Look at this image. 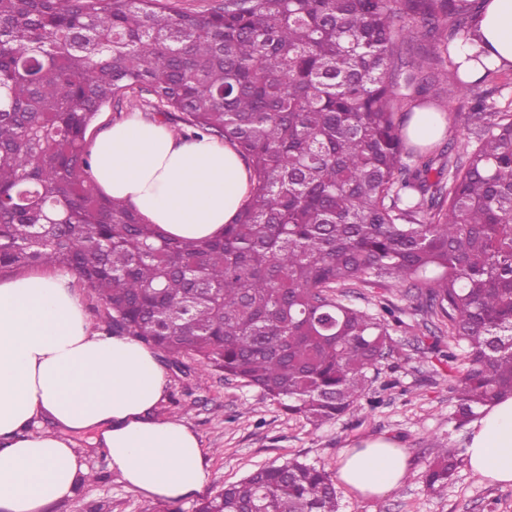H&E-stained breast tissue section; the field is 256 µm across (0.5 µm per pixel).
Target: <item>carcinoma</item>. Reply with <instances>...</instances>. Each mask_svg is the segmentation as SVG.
Here are the masks:
<instances>
[{
	"label": "carcinoma",
	"instance_id": "obj_1",
	"mask_svg": "<svg viewBox=\"0 0 512 512\" xmlns=\"http://www.w3.org/2000/svg\"><path fill=\"white\" fill-rule=\"evenodd\" d=\"M477 15L476 0H0V275L68 273L99 330L176 368L190 354L313 425L362 409L393 352L399 308L350 294L404 287L454 342L437 354L457 419L476 418L512 396V101L483 88L503 68L459 60ZM397 40L434 50L405 61ZM403 65L475 95L459 150L410 142ZM129 91L252 170L220 234L169 238L94 184L87 130ZM432 454L439 494L459 460ZM197 512H338L336 483L289 459Z\"/></svg>",
	"mask_w": 512,
	"mask_h": 512
}]
</instances>
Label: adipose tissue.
<instances>
[{"label":"adipose tissue","mask_w":512,"mask_h":512,"mask_svg":"<svg viewBox=\"0 0 512 512\" xmlns=\"http://www.w3.org/2000/svg\"><path fill=\"white\" fill-rule=\"evenodd\" d=\"M465 51L512 66V0H482ZM91 153L99 188L174 238L217 235L249 195L231 144L188 142L138 116L99 134ZM166 385L144 344L91 331L67 277L0 280V512H43L74 496L88 471L69 437L90 429L130 488L167 498L200 491L207 450L187 425L158 416ZM464 454L475 475L512 486V398L474 421ZM408 468L404 449L380 438L345 449L337 476L374 498L399 487Z\"/></svg>","instance_id":"obj_1"}]
</instances>
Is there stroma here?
<instances>
[{
    "mask_svg": "<svg viewBox=\"0 0 512 512\" xmlns=\"http://www.w3.org/2000/svg\"><path fill=\"white\" fill-rule=\"evenodd\" d=\"M380 299L398 305L402 314L391 333L394 351L383 360L380 377L367 394L370 407L314 426L292 418L259 390L188 356L181 369L166 368L168 388L159 413L185 422L209 448L202 493L158 498L131 489L89 431L74 436L73 446L84 457L92 481L47 512H195L202 498L272 462L295 458L333 473L344 449L377 438L405 448L408 473L397 489L375 499L337 485L340 512H512V487L481 480L464 462L445 492L432 494L425 488L422 473L433 443L461 452L469 438L468 426L455 418V403L444 382L448 367L435 353L447 348L448 339L432 336L425 316L403 289L365 288L353 302L366 310Z\"/></svg>",
    "mask_w": 512,
    "mask_h": 512,
    "instance_id": "stroma-1",
    "label": "stroma"
}]
</instances>
